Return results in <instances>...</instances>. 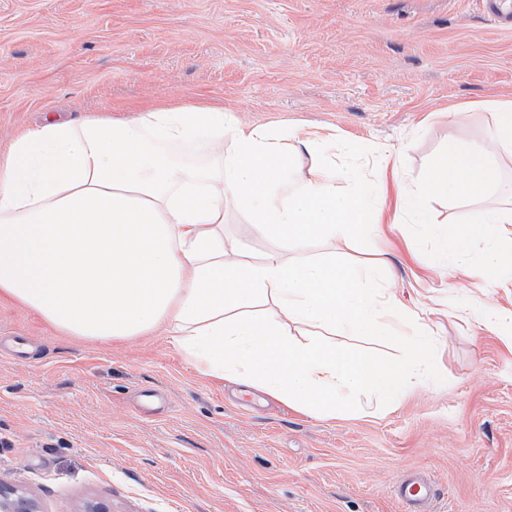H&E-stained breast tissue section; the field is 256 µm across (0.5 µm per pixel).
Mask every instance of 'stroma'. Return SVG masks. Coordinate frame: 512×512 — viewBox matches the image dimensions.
Segmentation results:
<instances>
[{"mask_svg":"<svg viewBox=\"0 0 512 512\" xmlns=\"http://www.w3.org/2000/svg\"><path fill=\"white\" fill-rule=\"evenodd\" d=\"M512 98V30L474 0H0V149L47 116L132 119L215 104L238 123L336 140V167L417 183L449 139L480 140ZM380 238L313 237L291 264L385 261L430 358L394 405L320 420L205 374L161 334L69 336L0 301V486L40 512H401L430 477L433 512H512V348L484 320L512 280L473 285L419 249L387 195ZM246 258L272 249L236 211ZM382 360L400 340L294 324ZM396 495L404 504V512H429V508H420L435 498L433 485L420 477H410L397 489ZM420 508V509H417Z\"/></svg>","mask_w":512,"mask_h":512,"instance_id":"35a3bbf8","label":"stroma"}]
</instances>
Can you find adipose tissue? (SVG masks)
I'll use <instances>...</instances> for the list:
<instances>
[{"label":"adipose tissue","instance_id":"ef3b65f1","mask_svg":"<svg viewBox=\"0 0 512 512\" xmlns=\"http://www.w3.org/2000/svg\"><path fill=\"white\" fill-rule=\"evenodd\" d=\"M194 145L200 163L175 149ZM329 138L297 140L238 124L220 107H158L133 119H45L0 152V297L71 336L123 341L163 332L196 365L256 387L318 419L359 395L390 404L412 385L431 344L403 338L411 364L314 338L310 323L350 336H399L379 269L335 257L288 263L307 237H376L384 161L372 179L350 168L338 189ZM309 159L308 171L294 165ZM277 245L231 260L224 209ZM262 313H255V306Z\"/></svg>","mask_w":512,"mask_h":512}]
</instances>
